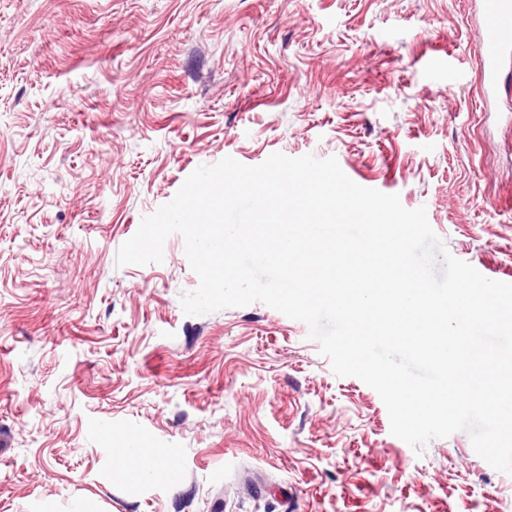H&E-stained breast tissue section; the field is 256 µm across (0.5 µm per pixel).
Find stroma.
Instances as JSON below:
<instances>
[{"label":"stroma","mask_w":512,"mask_h":512,"mask_svg":"<svg viewBox=\"0 0 512 512\" xmlns=\"http://www.w3.org/2000/svg\"><path fill=\"white\" fill-rule=\"evenodd\" d=\"M475 0H0V512H512L466 433L422 452L261 303L189 316L198 166L336 157L512 283V73ZM154 436L157 475L126 455Z\"/></svg>","instance_id":"stroma-1"}]
</instances>
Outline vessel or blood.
I'll use <instances>...</instances> for the list:
<instances>
[{
  "label": "vessel or blood",
  "mask_w": 512,
  "mask_h": 512,
  "mask_svg": "<svg viewBox=\"0 0 512 512\" xmlns=\"http://www.w3.org/2000/svg\"><path fill=\"white\" fill-rule=\"evenodd\" d=\"M480 8V74L486 94L491 95L498 91L502 64L512 60V0H480Z\"/></svg>",
  "instance_id": "b4317fda"
}]
</instances>
